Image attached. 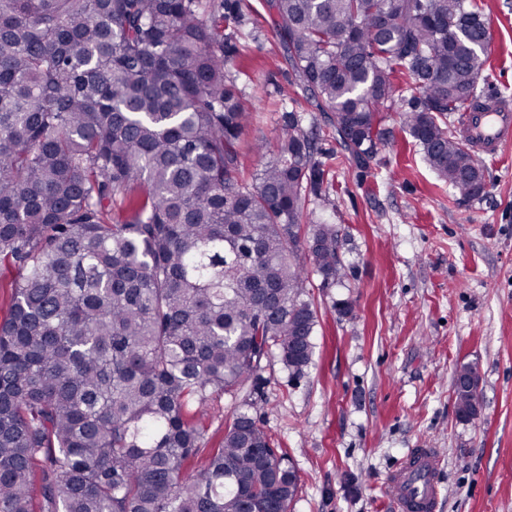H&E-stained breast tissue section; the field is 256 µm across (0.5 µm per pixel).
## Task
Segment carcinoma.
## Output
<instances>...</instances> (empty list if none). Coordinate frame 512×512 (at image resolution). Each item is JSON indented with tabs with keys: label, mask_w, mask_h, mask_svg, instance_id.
<instances>
[{
	"label": "carcinoma",
	"mask_w": 512,
	"mask_h": 512,
	"mask_svg": "<svg viewBox=\"0 0 512 512\" xmlns=\"http://www.w3.org/2000/svg\"><path fill=\"white\" fill-rule=\"evenodd\" d=\"M203 0H0V263L18 270L0 322V512H283L298 480L237 411L195 475L199 411L278 354L311 364L317 311L295 228L325 191L296 111L252 182L250 113ZM304 91L366 166L402 130L460 203L484 171L448 119L481 95L476 0H268ZM309 246L344 275L336 225ZM460 416L477 396L454 389Z\"/></svg>",
	"instance_id": "obj_1"
}]
</instances>
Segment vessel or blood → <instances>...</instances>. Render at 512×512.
Here are the masks:
<instances>
[{
	"label": "vessel or blood",
	"instance_id": "1",
	"mask_svg": "<svg viewBox=\"0 0 512 512\" xmlns=\"http://www.w3.org/2000/svg\"><path fill=\"white\" fill-rule=\"evenodd\" d=\"M477 158L492 157L512 143V103L486 96L470 105L458 124ZM444 458L435 448H414L387 477L396 512H436L444 490Z\"/></svg>",
	"mask_w": 512,
	"mask_h": 512
}]
</instances>
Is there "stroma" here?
Wrapping results in <instances>:
<instances>
[{
    "mask_svg": "<svg viewBox=\"0 0 512 512\" xmlns=\"http://www.w3.org/2000/svg\"><path fill=\"white\" fill-rule=\"evenodd\" d=\"M491 44L485 92L512 100V0H481ZM230 76L252 114L240 177L263 163L281 115H304L328 173L306 206L298 256L318 316L313 360L290 377L270 356L259 387L213 395L203 445L218 447L235 410H249L298 475L288 512H394L385 478L412 448L445 456L440 512H512V145L482 160V196L457 204L400 128L368 167L356 166L300 87L266 0H248ZM335 224L346 276L325 288L307 250L316 221ZM475 365V416L456 410L454 374Z\"/></svg>",
    "mask_w": 512,
    "mask_h": 512,
    "instance_id": "obj_1",
    "label": "stroma"
}]
</instances>
